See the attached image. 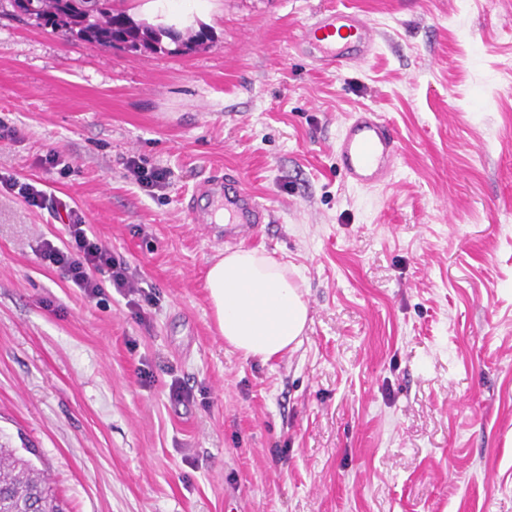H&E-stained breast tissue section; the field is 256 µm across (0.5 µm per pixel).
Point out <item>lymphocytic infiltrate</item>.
Listing matches in <instances>:
<instances>
[{
    "mask_svg": "<svg viewBox=\"0 0 512 512\" xmlns=\"http://www.w3.org/2000/svg\"><path fill=\"white\" fill-rule=\"evenodd\" d=\"M0 191L15 195L28 206L64 215L68 239L62 245L46 244L41 257L46 266L61 271L64 279L80 288L87 299L104 295L106 288L127 297L136 316H144L154 297L146 289L136 287L135 275L128 264L120 260L90 231L77 208L62 198L39 188L36 182L0 172Z\"/></svg>",
    "mask_w": 512,
    "mask_h": 512,
    "instance_id": "obj_1",
    "label": "lymphocytic infiltrate"
}]
</instances>
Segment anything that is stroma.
I'll use <instances>...</instances> for the list:
<instances>
[{
    "mask_svg": "<svg viewBox=\"0 0 512 512\" xmlns=\"http://www.w3.org/2000/svg\"><path fill=\"white\" fill-rule=\"evenodd\" d=\"M125 6L210 38L129 51L0 14V169L70 197L156 301L87 300L40 258L65 224L1 194L0 443L66 512H512V0ZM344 6L377 45L327 72L297 41ZM366 109L401 141L373 188L336 153ZM227 169L273 210L252 247L304 278L302 342L265 363L219 338L226 244L186 210ZM126 176L146 191L163 189L166 185L168 172L163 168H145L135 157L127 159Z\"/></svg>",
    "mask_w": 512,
    "mask_h": 512,
    "instance_id": "1",
    "label": "stroma"
}]
</instances>
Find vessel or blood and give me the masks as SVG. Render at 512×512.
I'll return each mask as SVG.
<instances>
[{
    "label": "vessel or blood",
    "instance_id": "vessel-or-blood-1",
    "mask_svg": "<svg viewBox=\"0 0 512 512\" xmlns=\"http://www.w3.org/2000/svg\"><path fill=\"white\" fill-rule=\"evenodd\" d=\"M376 42L375 27L347 9L317 12L300 36L315 63L336 70L365 59ZM337 148L343 175L360 187L385 183L400 157L395 129L372 110L358 112L348 120L339 133ZM197 193L223 201L225 241L253 237L270 221V207L258 201L238 175L213 177L201 184Z\"/></svg>",
    "mask_w": 512,
    "mask_h": 512
}]
</instances>
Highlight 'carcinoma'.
Masks as SVG:
<instances>
[{
  "label": "carcinoma",
  "mask_w": 512,
  "mask_h": 512,
  "mask_svg": "<svg viewBox=\"0 0 512 512\" xmlns=\"http://www.w3.org/2000/svg\"><path fill=\"white\" fill-rule=\"evenodd\" d=\"M40 25L67 38L127 50L164 51L163 40L190 50L208 39L205 29L183 33L173 25L138 22L123 0H32ZM0 512H64L48 478L16 449L0 445Z\"/></svg>",
  "instance_id": "cac0c4a2"
}]
</instances>
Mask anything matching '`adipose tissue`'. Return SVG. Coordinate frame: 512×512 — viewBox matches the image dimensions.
Masks as SVG:
<instances>
[{
  "label": "adipose tissue",
  "instance_id": "obj_1",
  "mask_svg": "<svg viewBox=\"0 0 512 512\" xmlns=\"http://www.w3.org/2000/svg\"><path fill=\"white\" fill-rule=\"evenodd\" d=\"M301 275L258 249L225 251L206 287L225 344L264 361L294 350L308 322Z\"/></svg>",
  "mask_w": 512,
  "mask_h": 512
}]
</instances>
